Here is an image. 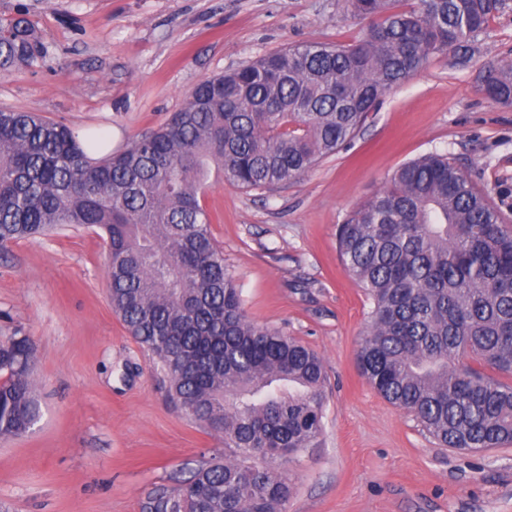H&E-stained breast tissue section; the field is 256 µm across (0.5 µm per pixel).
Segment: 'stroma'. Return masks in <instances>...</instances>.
<instances>
[{
  "instance_id": "35a3bbf8",
  "label": "stroma",
  "mask_w": 512,
  "mask_h": 512,
  "mask_svg": "<svg viewBox=\"0 0 512 512\" xmlns=\"http://www.w3.org/2000/svg\"><path fill=\"white\" fill-rule=\"evenodd\" d=\"M42 43L29 67L0 69V109L112 138L113 152L164 123L205 78L294 45L349 44L347 0H0ZM512 63V9L466 57L448 51L393 87L357 136L302 178L244 190L212 174L204 204L245 311L316 351L327 371L319 447L285 469L284 512H512V445L439 447L360 375L371 305L345 271L339 224L406 162L450 158L512 218V107L478 89ZM35 346L41 417L0 440V501L12 512H141L154 486L223 455L222 438L174 405L151 356L107 297L106 248L65 228L0 249V335Z\"/></svg>"
}]
</instances>
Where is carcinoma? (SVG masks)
<instances>
[{"label": "carcinoma", "mask_w": 512, "mask_h": 512, "mask_svg": "<svg viewBox=\"0 0 512 512\" xmlns=\"http://www.w3.org/2000/svg\"><path fill=\"white\" fill-rule=\"evenodd\" d=\"M348 0L368 23L347 46L267 54L200 82L186 106L126 149L104 135L0 109V242L62 227L106 236L113 311L156 360L183 413L224 455L152 488L141 512H283L290 456L323 432L320 355L245 312L202 204L211 168L242 189L303 177L351 141L393 85L450 48L468 51L508 0ZM0 69L43 55L32 22L0 25ZM480 91L512 105V65ZM346 272L371 303L357 351L367 383L439 444L512 445V225L446 155L407 162L337 229ZM471 362H465L466 358ZM34 347L0 340V438L40 417Z\"/></svg>", "instance_id": "1"}]
</instances>
